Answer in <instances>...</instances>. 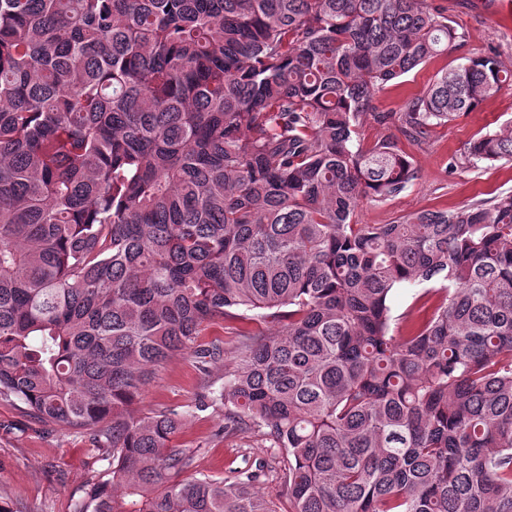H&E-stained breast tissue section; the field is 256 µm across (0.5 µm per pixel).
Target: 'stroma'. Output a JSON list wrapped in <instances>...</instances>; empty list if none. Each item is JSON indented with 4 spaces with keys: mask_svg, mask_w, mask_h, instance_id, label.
I'll return each instance as SVG.
<instances>
[{
    "mask_svg": "<svg viewBox=\"0 0 512 512\" xmlns=\"http://www.w3.org/2000/svg\"><path fill=\"white\" fill-rule=\"evenodd\" d=\"M446 9L449 19L466 34L458 48L431 58L425 65L387 83L376 92V111L392 115L389 124L367 120L361 140L395 136L412 158L416 178L400 193L382 201L364 200L357 219L362 224H391L421 209L455 210L479 199L512 192V163L478 164L449 168L477 134L512 122V83L480 109L460 114L447 124L433 127L425 138L411 141L401 133V116L408 104L421 97L438 73L493 53L512 68V18L505 20L480 12L473 0H433ZM221 389L224 364H212L207 379H200L189 358L176 354L157 367L146 388L147 409H174L184 416L177 445L198 451V472L228 476L251 471L254 487L278 512H288L282 475L281 450L254 433L223 434L224 410L197 406L204 385ZM106 467L91 449L88 435L68 433L29 416L18 402L0 400V495L8 496L15 512H73L76 492Z\"/></svg>",
    "mask_w": 512,
    "mask_h": 512,
    "instance_id": "1",
    "label": "stroma"
}]
</instances>
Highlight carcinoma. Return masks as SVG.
Instances as JSON below:
<instances>
[{
	"instance_id": "carcinoma-1",
	"label": "carcinoma",
	"mask_w": 512,
	"mask_h": 512,
	"mask_svg": "<svg viewBox=\"0 0 512 512\" xmlns=\"http://www.w3.org/2000/svg\"><path fill=\"white\" fill-rule=\"evenodd\" d=\"M464 40L426 0H0V400L108 461L74 512H273L137 408L180 352L285 450L289 512H512V193L355 220L416 175L359 144L374 94ZM511 82L471 58L402 133ZM501 161L512 124L452 158ZM404 283L433 287L395 336ZM254 310L278 328L197 344Z\"/></svg>"
}]
</instances>
